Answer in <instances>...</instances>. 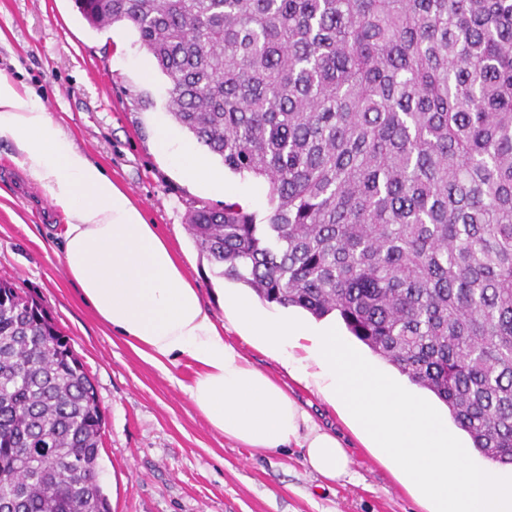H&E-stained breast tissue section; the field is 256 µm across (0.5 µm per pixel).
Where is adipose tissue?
I'll use <instances>...</instances> for the list:
<instances>
[{
	"label": "adipose tissue",
	"instance_id": "adipose-tissue-1",
	"mask_svg": "<svg viewBox=\"0 0 512 512\" xmlns=\"http://www.w3.org/2000/svg\"><path fill=\"white\" fill-rule=\"evenodd\" d=\"M0 139L67 218L63 260L82 301L132 351L158 369L185 361L195 368L182 389L209 426L257 452L296 446L325 480L349 474L346 450L272 377L256 369L216 322L201 292L156 225L147 223L101 166L77 149L40 100H24L0 77ZM158 148L182 175L224 190L223 176L167 125Z\"/></svg>",
	"mask_w": 512,
	"mask_h": 512
}]
</instances>
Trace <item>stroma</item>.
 <instances>
[{
    "mask_svg": "<svg viewBox=\"0 0 512 512\" xmlns=\"http://www.w3.org/2000/svg\"><path fill=\"white\" fill-rule=\"evenodd\" d=\"M39 98L74 144L101 165L178 251L216 320L220 277L187 224L191 211L225 200L261 210L265 183L232 172L216 194L183 177L158 149L167 111V77L129 25H88L75 0H0V74ZM0 139V275L36 298L81 358L103 413L100 459L111 512H423L392 472L371 456L316 391L279 362L229 340L254 367L281 381L321 426L336 429L351 478L329 482L289 448L265 454L224 439L196 411L180 382L187 364L161 371L135 355L85 305L62 261L66 222Z\"/></svg>",
    "mask_w": 512,
    "mask_h": 512,
    "instance_id": "stroma-1",
    "label": "stroma"
}]
</instances>
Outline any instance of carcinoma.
<instances>
[{"label": "carcinoma", "instance_id": "obj_1", "mask_svg": "<svg viewBox=\"0 0 512 512\" xmlns=\"http://www.w3.org/2000/svg\"><path fill=\"white\" fill-rule=\"evenodd\" d=\"M129 23L175 122L266 208L203 206L218 275L333 312L512 465V0H75ZM102 411L0 276V512H110Z\"/></svg>", "mask_w": 512, "mask_h": 512}]
</instances>
